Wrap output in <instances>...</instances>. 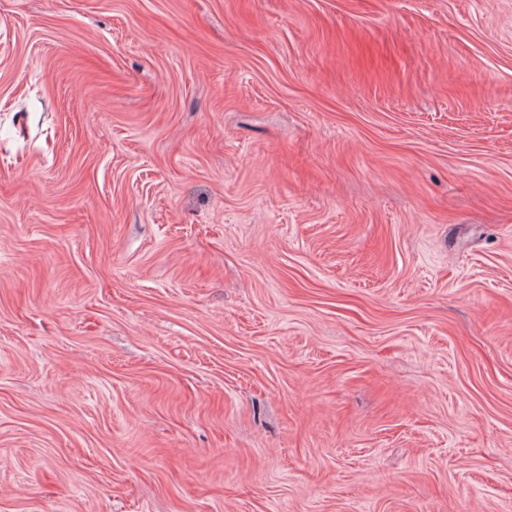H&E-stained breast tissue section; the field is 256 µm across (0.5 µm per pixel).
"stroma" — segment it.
Wrapping results in <instances>:
<instances>
[{
  "instance_id": "stroma-1",
  "label": "stroma",
  "mask_w": 512,
  "mask_h": 512,
  "mask_svg": "<svg viewBox=\"0 0 512 512\" xmlns=\"http://www.w3.org/2000/svg\"><path fill=\"white\" fill-rule=\"evenodd\" d=\"M0 512H512V0H0Z\"/></svg>"
}]
</instances>
